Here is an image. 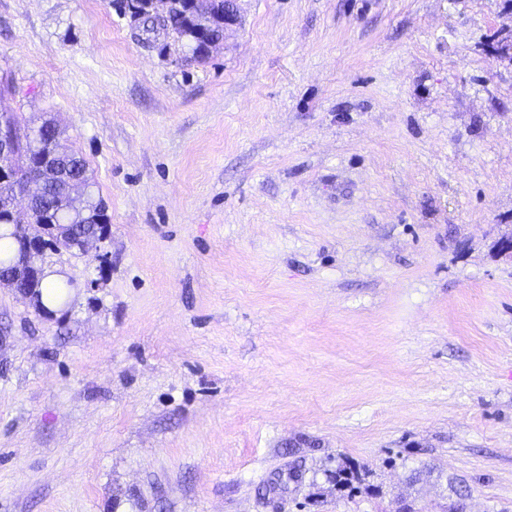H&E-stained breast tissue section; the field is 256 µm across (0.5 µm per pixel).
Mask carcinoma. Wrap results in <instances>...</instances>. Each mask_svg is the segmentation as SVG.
Returning a JSON list of instances; mask_svg holds the SVG:
<instances>
[{
    "label": "carcinoma",
    "mask_w": 512,
    "mask_h": 512,
    "mask_svg": "<svg viewBox=\"0 0 512 512\" xmlns=\"http://www.w3.org/2000/svg\"><path fill=\"white\" fill-rule=\"evenodd\" d=\"M168 13L177 22L176 35L187 48L189 58L202 61L209 56L205 44L195 34L198 26L214 36L223 33L224 0H213L211 10L202 19L189 13L187 0H171ZM60 148L59 131L45 122L36 127L33 141L19 148L16 157L8 163L9 171L0 179V199L11 197L17 186L29 175L28 164L39 156ZM68 172L84 184V191L75 193L71 189L70 177L58 183L35 186V203L38 215L36 224H57L59 233L48 239V244L57 242L61 235L69 233L71 224H97L106 221L105 207L94 190L86 162L76 153L64 157Z\"/></svg>",
    "instance_id": "obj_1"
}]
</instances>
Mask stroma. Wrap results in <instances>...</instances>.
<instances>
[{
	"mask_svg": "<svg viewBox=\"0 0 512 512\" xmlns=\"http://www.w3.org/2000/svg\"><path fill=\"white\" fill-rule=\"evenodd\" d=\"M119 2L0 0L109 218L0 288V512H512V0ZM129 3L138 1H147L151 7L149 15L155 20V25L163 16H167L166 6L170 0H128ZM159 6L162 7L159 8ZM161 10V11H159ZM189 7L186 0H172L169 3L168 13L176 20V35L181 39L187 48L190 59L194 61H202L209 56L210 51L206 49L205 44L195 34L196 28L201 24L211 35L223 33L228 26L236 23L238 15L237 0H214L211 10L203 21L199 17L192 16L189 13Z\"/></svg>",
	"mask_w": 512,
	"mask_h": 512,
	"instance_id": "1",
	"label": "stroma"
}]
</instances>
